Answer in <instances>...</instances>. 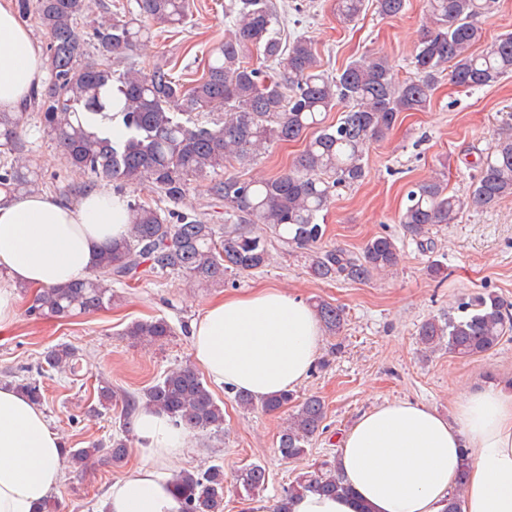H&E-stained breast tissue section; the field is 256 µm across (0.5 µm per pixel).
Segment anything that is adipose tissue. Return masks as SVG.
Masks as SVG:
<instances>
[{
	"label": "adipose tissue",
	"instance_id": "adipose-tissue-1",
	"mask_svg": "<svg viewBox=\"0 0 512 512\" xmlns=\"http://www.w3.org/2000/svg\"><path fill=\"white\" fill-rule=\"evenodd\" d=\"M47 65L30 29L0 0V112H16L40 87ZM128 230L127 198L105 188L75 206L43 194L0 202V330L17 318L21 288L88 276L102 245ZM191 354L218 386L265 398L294 389L313 366L322 331L311 307L275 287L209 302L191 326ZM142 462L112 485L103 512H181L166 462L189 434L152 410L135 418ZM351 496L309 492L291 512H444L468 467L463 512H512V390L468 393L445 417L394 402L362 413L337 450ZM62 442L36 403L0 385V512H40L61 476Z\"/></svg>",
	"mask_w": 512,
	"mask_h": 512
}]
</instances>
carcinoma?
I'll return each mask as SVG.
<instances>
[{"label":"carcinoma","instance_id":"obj_1","mask_svg":"<svg viewBox=\"0 0 512 512\" xmlns=\"http://www.w3.org/2000/svg\"><path fill=\"white\" fill-rule=\"evenodd\" d=\"M366 0H338L342 19L351 23ZM377 12L396 17L406 0H374ZM495 0H427L432 27L412 56L414 73L401 80L384 55L353 60L338 74L320 70L310 41L286 45L277 33L278 18L268 0H241L224 42L209 52L200 78L185 83L163 65L149 72L133 67L112 70V56L144 50L149 36L139 24L151 18L171 26L185 23L190 0H135L125 18L110 15L93 25V43L80 34L88 17L87 0H19L22 15L35 20L47 38L48 82L31 103L40 111V128L54 141L65 164L86 178L68 191L84 193L98 184L147 183L172 207L148 201L127 202L126 237L103 247L96 269L87 277L36 293L27 313L34 319H64L77 312L101 310L116 300L114 282L138 274L141 266L159 276L186 275L200 286L224 283L229 273L249 274L270 261V238L308 251L311 274L322 281L364 283L397 267L401 253L393 238L374 237L360 253L325 243L319 223L336 188L352 186L366 176L368 145L384 138L404 112L424 110L438 74L450 68L452 82L466 89L490 87L512 75V32L485 51L473 47L482 38L479 18ZM94 51H89V48ZM255 52L261 64L247 61ZM340 108L342 118L324 125L325 113ZM22 112H0V195L31 193L38 174L26 157ZM315 131L288 172L269 178L242 179L221 175L234 164L278 142ZM206 183L208 193L224 201V223L211 224L182 208L188 182ZM512 196V139L494 143L480 160L478 180L466 198L434 177L415 184L398 216L405 235L421 240L434 224H453L466 208L482 209ZM325 331L338 335L346 317L343 308L324 300L313 303ZM512 330V305L498 295L476 292L457 309L424 320L417 337L428 347L444 346L461 358L495 349ZM173 333L164 318L137 321L125 335L161 342ZM51 371L76 374L78 351L59 344L44 353ZM32 401L43 403L42 385L32 378L17 384ZM98 405H112V382L97 379ZM235 401L252 410H294L278 436V453L295 460L319 434L326 411L310 396L295 403L284 393L257 400L244 392ZM167 415L175 425L198 432L224 431V412L201 376L190 366L172 369L139 399H122V437L112 438V461L128 453L139 404ZM98 446L68 451L69 460L84 468ZM468 466H462L457 488L445 512H461L460 492ZM266 469L252 464L236 477L239 490L251 495L263 487ZM182 512H223L224 467L211 465L174 478ZM319 492L352 495L335 468L304 474L283 489L273 512H289L299 495Z\"/></svg>","mask_w":512,"mask_h":512}]
</instances>
